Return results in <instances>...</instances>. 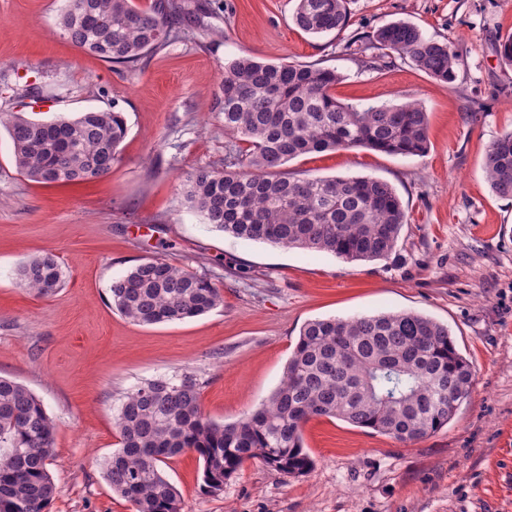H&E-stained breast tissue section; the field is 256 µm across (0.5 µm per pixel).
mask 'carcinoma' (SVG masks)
Segmentation results:
<instances>
[{
    "label": "carcinoma",
    "mask_w": 512,
    "mask_h": 512,
    "mask_svg": "<svg viewBox=\"0 0 512 512\" xmlns=\"http://www.w3.org/2000/svg\"><path fill=\"white\" fill-rule=\"evenodd\" d=\"M176 0H64L59 25L80 51L120 68L192 35V20ZM293 22L321 36L348 25L346 0H297ZM345 50L371 70L396 54L428 76L456 80L457 55L405 21L353 37ZM334 69L243 54L224 64L217 109L228 145L224 169L186 174L182 196L218 231L244 241L332 254L346 261L388 258L407 216L395 189L379 178L293 177L291 160L310 153L366 148L389 155L428 150V114L418 103L359 107L339 101ZM24 84L34 102L49 90ZM17 170L41 184L101 179L112 172L126 134L121 113L89 111L45 122L0 109ZM486 178L499 196L512 197V132L488 147ZM20 287L50 296L63 287L55 256L28 259ZM112 305L134 323L153 325L202 315L223 301L205 274L161 258L146 259L112 282ZM469 362L448 327L413 311L314 319L300 331L280 385L251 414L231 423L206 417L200 383L191 374L145 381L127 393L114 414L118 448L105 461L112 491L135 512H180V495L161 465L193 451L202 459L203 489L224 481L248 459L288 477L306 475L313 460L302 426L312 417L337 418L400 442L436 432L471 393ZM56 423L24 385L0 378V512H48L55 483Z\"/></svg>",
    "instance_id": "obj_1"
}]
</instances>
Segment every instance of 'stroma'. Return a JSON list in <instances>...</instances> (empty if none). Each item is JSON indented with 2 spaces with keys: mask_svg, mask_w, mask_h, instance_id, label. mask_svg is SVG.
Here are the masks:
<instances>
[{
  "mask_svg": "<svg viewBox=\"0 0 512 512\" xmlns=\"http://www.w3.org/2000/svg\"><path fill=\"white\" fill-rule=\"evenodd\" d=\"M62 6L0 0V104L21 80L63 78L69 93L27 117L114 108L127 134L107 177L44 185L18 172L0 128V377L33 391L57 423L50 512H134L104 462L119 443L114 411L143 382L194 374L204 414L232 422L276 389L306 322L401 310L447 325L471 366L470 396L447 426L402 443L314 418L303 428L308 474L248 460L217 494L204 491L189 451L163 467L181 512H512V197L495 195L483 170L488 146L512 131V66L498 51L512 35V0H347L348 27L323 37L294 25L295 0H224L193 40L122 71L71 44L57 25ZM399 20L452 46L454 84L396 56L369 70L346 51L354 35ZM243 53L337 70L333 93L345 103L424 106L425 155L351 149L287 165L300 176L390 183L408 218L390 258L348 262L240 240L185 205L184 176L224 166L230 137L215 103L225 61ZM44 252L64 273L48 297L16 280ZM157 257L210 274L223 304L156 325L122 316L113 281Z\"/></svg>",
  "mask_w": 512,
  "mask_h": 512,
  "instance_id": "1",
  "label": "stroma"
}]
</instances>
